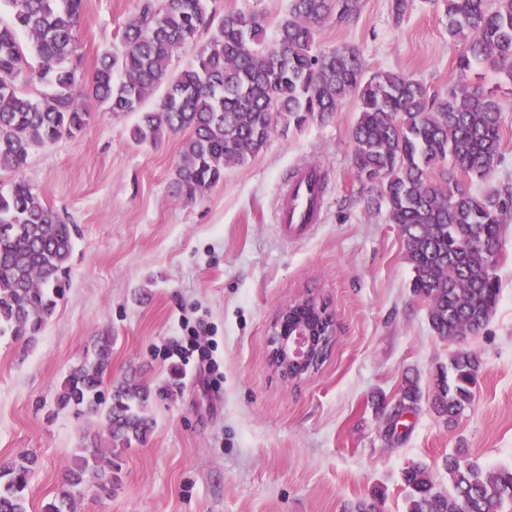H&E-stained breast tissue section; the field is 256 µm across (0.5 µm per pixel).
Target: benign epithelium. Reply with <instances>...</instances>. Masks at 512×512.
Here are the masks:
<instances>
[{
    "label": "benign epithelium",
    "instance_id": "benign-epithelium-1",
    "mask_svg": "<svg viewBox=\"0 0 512 512\" xmlns=\"http://www.w3.org/2000/svg\"><path fill=\"white\" fill-rule=\"evenodd\" d=\"M292 311L293 307L289 305L276 315L272 331L276 341L272 343L270 361L283 378L300 381L304 379L308 365L313 363L311 336L314 331L305 323L288 324Z\"/></svg>",
    "mask_w": 512,
    "mask_h": 512
}]
</instances>
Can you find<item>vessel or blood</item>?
<instances>
[{"label": "vessel or blood", "mask_w": 512, "mask_h": 512, "mask_svg": "<svg viewBox=\"0 0 512 512\" xmlns=\"http://www.w3.org/2000/svg\"><path fill=\"white\" fill-rule=\"evenodd\" d=\"M326 200V184L320 166L306 164L298 167L281 196L277 222L293 232L319 223Z\"/></svg>", "instance_id": "1"}]
</instances>
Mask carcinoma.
<instances>
[{
    "mask_svg": "<svg viewBox=\"0 0 512 512\" xmlns=\"http://www.w3.org/2000/svg\"><path fill=\"white\" fill-rule=\"evenodd\" d=\"M12 9L0 23V172H20L30 152L81 133L103 108L135 115L132 137L156 143L189 132L173 181L177 196L193 199L224 179V166L243 164L278 130L303 129L328 118L348 96L359 100L352 130L353 163L371 185V207L385 209L405 247L414 295L428 305L433 331L457 344L435 382L434 409L456 421L471 405L481 362L464 340L487 324L498 302L495 274L512 193L490 188L477 197L464 181L487 179L500 157L504 103L494 88L468 82L477 66L512 80V0H443L448 39L461 45L458 79L446 96L395 72L367 75L350 47L321 50L317 27L331 16L358 13L359 0H290L288 16L267 37L265 17L230 13L180 72L175 50L196 41L207 25L205 0H141L117 55L104 53L87 81L78 75L75 33L83 0H0ZM25 35L27 43L20 41ZM40 59L32 66L27 54ZM22 84L44 87L33 98ZM162 92L159 105L148 100ZM73 225L44 205L22 178L0 191V336L31 341L66 292ZM327 304L295 308L293 318L329 325ZM112 337L100 336L91 356L66 376L61 409L100 414L115 448L142 442L152 429L148 387L128 381L102 391ZM420 400L412 379L393 406H381L390 426ZM37 458L21 454L0 466V512H27V489ZM448 489L429 467L403 471L406 512H512V469L488 470L458 451L442 461ZM118 464L82 448L43 512H76L88 490L112 496Z\"/></svg>",
    "mask_w": 512,
    "mask_h": 512,
    "instance_id": "carcinoma-1",
    "label": "carcinoma"
}]
</instances>
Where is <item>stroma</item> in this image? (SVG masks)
<instances>
[{"instance_id":"obj_1","label":"stroma","mask_w":512,"mask_h":512,"mask_svg":"<svg viewBox=\"0 0 512 512\" xmlns=\"http://www.w3.org/2000/svg\"><path fill=\"white\" fill-rule=\"evenodd\" d=\"M290 0H207L214 20L259 13L276 26ZM360 0L350 21L319 27L320 49H357L369 73L392 71L445 95L460 48L448 38L440 0ZM140 0H84L77 29L81 73L104 51L122 49ZM471 83L497 88L506 110L501 161L473 194L512 187V81L479 69ZM359 110L345 99L328 119L278 132L203 195L176 197L172 181L184 134L139 143L135 116L99 110L82 133L36 148L20 176L75 227L69 287L31 344L0 336V463L37 456L28 512H42L79 448L96 441L115 459L112 496L86 493L76 512H346L372 492L381 512H405L403 469L429 466L440 487L442 457L464 450L483 466L512 467V220L496 275L499 301L470 337L480 359L469 409L454 423L435 413L434 376L455 343L437 336L428 307L411 291L413 272L395 225L369 208V184L352 162ZM321 165L328 203L303 234L275 222L292 171ZM336 322L329 358L289 382L269 363L277 312L306 295ZM204 319L224 374L213 386L198 368L173 376L164 348L182 318ZM112 337V382L136 376L153 392L146 440L113 453L99 416L60 409L56 398L93 337ZM421 399L400 439L386 433L378 400H396L406 379Z\"/></svg>"}]
</instances>
